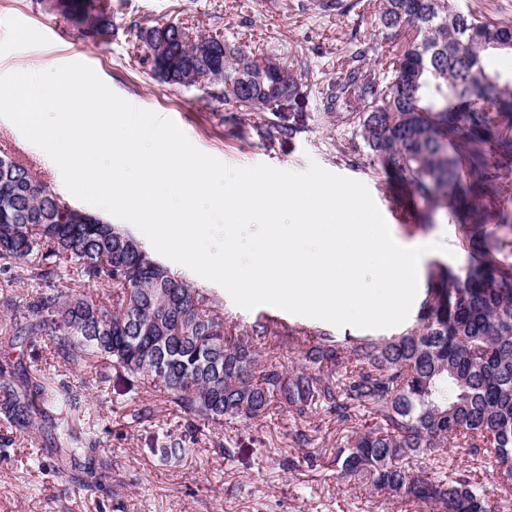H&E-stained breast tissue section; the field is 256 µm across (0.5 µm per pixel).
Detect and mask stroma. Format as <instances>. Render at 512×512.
I'll use <instances>...</instances> for the list:
<instances>
[{"label":"stroma","instance_id":"stroma-1","mask_svg":"<svg viewBox=\"0 0 512 512\" xmlns=\"http://www.w3.org/2000/svg\"><path fill=\"white\" fill-rule=\"evenodd\" d=\"M381 3L356 0L351 11L336 14L319 10L316 0H112V33L92 42L40 0H0V74L83 62L115 94L173 120L194 146L226 164L265 163L302 172L315 162L358 180L367 186L392 237L408 244H446V251L434 249L421 259L418 281L423 284L432 263L467 267L464 216L451 212L423 227L400 219L391 180L357 153L343 113L325 111L312 96L283 112L297 127L293 139L274 127L260 139L250 128L262 113L218 103L196 88L160 83L138 63L134 48L136 26L179 23L202 34L220 33L246 51L278 58L295 77L323 83L339 74L354 39L372 46L361 61L365 67L401 51L403 32L378 25ZM0 151L65 194L60 172L4 118ZM171 269L215 295L230 324L243 328L271 311L267 305L240 308L221 286L180 264ZM21 350L24 366L41 369L81 394L84 427L106 448L112 465L100 487L79 488L57 475L55 444L46 431L20 432L0 421V512H425L405 493L383 497L340 476L336 449L374 427L369 412H361L350 425L320 412L298 422L274 401L263 418L211 426L183 414L163 393L145 391L136 376L114 370L106 383H97L94 369L65 365L47 339H27ZM145 407L149 415L133 419L135 409ZM299 430L309 435L311 445L294 443ZM179 438L193 439L192 452L179 460L164 458L162 448ZM448 463L486 491L495 512H512V498H505L503 484L482 462L453 446Z\"/></svg>","mask_w":512,"mask_h":512}]
</instances>
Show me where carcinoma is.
I'll use <instances>...</instances> for the list:
<instances>
[{"mask_svg": "<svg viewBox=\"0 0 512 512\" xmlns=\"http://www.w3.org/2000/svg\"><path fill=\"white\" fill-rule=\"evenodd\" d=\"M455 0H383L380 24L405 28L402 53L374 68L358 42L336 80L319 94L329 111L348 112L369 157L400 184V202L424 199L446 210L453 191L472 200L466 270L432 266L418 324L385 339H339L316 330L301 342L298 368L259 365L262 320L229 335L219 300L156 260L131 233L77 208L31 169L0 155V275L25 279L19 297L0 289V339L22 346L50 341L65 364H92L137 375L163 390L185 415L211 425L257 419L271 399L295 420L321 411L347 424L362 410L376 427L336 451L340 474L377 491H403L430 512H492L467 474L448 467V443L512 483V263L497 257L486 228L501 224L509 194L500 166L512 163V76L491 56L512 26L488 15L457 13ZM84 39L112 30V0H49ZM139 61L160 81L193 87L209 75L207 94L247 112H281L282 96L310 90L280 66L264 68L239 48L224 58L213 35L183 41L174 23L140 29ZM496 156L497 161L490 160ZM74 281L84 290L73 288ZM103 286L93 293L89 288ZM70 386H53L19 360L0 362V418L27 430L46 427L57 440L56 472L82 488L109 469L100 442L62 416L75 410ZM426 456L433 477L413 472Z\"/></svg>", "mask_w": 512, "mask_h": 512, "instance_id": "obj_1", "label": "carcinoma"}]
</instances>
